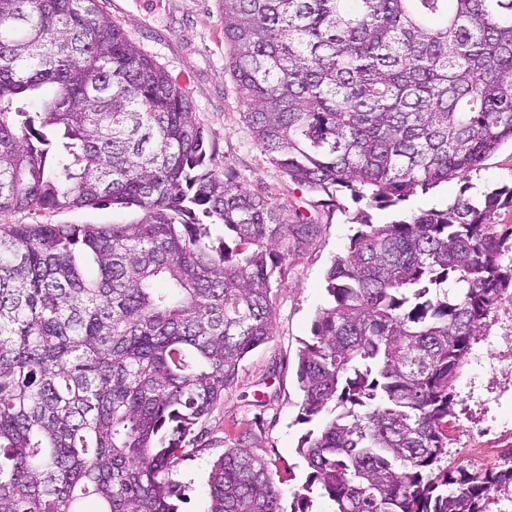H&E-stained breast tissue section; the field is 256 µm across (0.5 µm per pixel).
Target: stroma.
Instances as JSON below:
<instances>
[{
    "mask_svg": "<svg viewBox=\"0 0 512 512\" xmlns=\"http://www.w3.org/2000/svg\"><path fill=\"white\" fill-rule=\"evenodd\" d=\"M107 12L130 40L182 86L198 121L216 146L221 167L236 172L250 192L268 193L283 219L303 217L318 233L284 267L272 290L273 334L241 362L236 384L225 390L209 414L183 442L168 477L181 489L179 512H207L208 474L230 448H245L267 462L290 512L309 469L299 449L318 432L324 417L303 422V394L297 383L298 354L310 337L317 313L330 298L326 273L359 226V210L349 193L328 197L294 185L252 141L244 121L246 106L229 71L217 0H108ZM481 193L512 187V144L504 143L466 180L440 184L429 194L398 206L370 210L372 223L388 224L416 209L444 208L463 188ZM137 208L112 206L43 212L45 224H113L139 219ZM512 349V286L492 307L470 341L469 351L448 390V465L469 469L474 459L502 469L512 456V361L492 359L491 350Z\"/></svg>",
    "mask_w": 512,
    "mask_h": 512,
    "instance_id": "stroma-1",
    "label": "stroma"
}]
</instances>
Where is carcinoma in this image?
<instances>
[{
    "label": "carcinoma",
    "mask_w": 512,
    "mask_h": 512,
    "mask_svg": "<svg viewBox=\"0 0 512 512\" xmlns=\"http://www.w3.org/2000/svg\"><path fill=\"white\" fill-rule=\"evenodd\" d=\"M254 145L295 184L382 209L512 141V0H218ZM102 0H0V214L135 206L127 224H0V512H178L181 442L271 336L272 281L317 233L219 166L187 92ZM512 187L365 227L300 350L299 452L334 512H484L512 468L443 464L448 385L512 281ZM222 224L233 245L214 246ZM207 512H284L229 448ZM493 220L496 234L500 238L502 263L509 266L512 264V207L499 209Z\"/></svg>",
    "instance_id": "cac0c4a2"
}]
</instances>
